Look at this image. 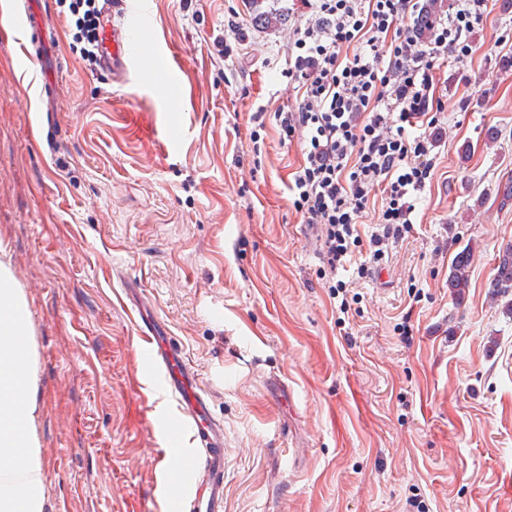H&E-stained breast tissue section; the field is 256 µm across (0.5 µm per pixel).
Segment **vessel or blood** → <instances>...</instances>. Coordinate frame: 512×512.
<instances>
[{"instance_id": "b4317fda", "label": "vessel or blood", "mask_w": 512, "mask_h": 512, "mask_svg": "<svg viewBox=\"0 0 512 512\" xmlns=\"http://www.w3.org/2000/svg\"><path fill=\"white\" fill-rule=\"evenodd\" d=\"M128 4L127 27L118 28L108 21L103 24L106 67L119 78L126 75L137 56L143 55L141 32L149 24L144 0H128ZM162 79L175 83L176 73L170 57L156 51L140 70L138 81L151 88ZM140 320L142 366L160 371V389L177 401L201 444L193 464L194 472L202 477L201 482L191 484L180 478L171 479L165 486V494L182 512H224V426L213 417L208 395L201 389L191 365L171 350L166 331L148 313H141Z\"/></svg>"}]
</instances>
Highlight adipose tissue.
<instances>
[{"instance_id": "adipose-tissue-1", "label": "adipose tissue", "mask_w": 512, "mask_h": 512, "mask_svg": "<svg viewBox=\"0 0 512 512\" xmlns=\"http://www.w3.org/2000/svg\"><path fill=\"white\" fill-rule=\"evenodd\" d=\"M38 377L28 309L9 261L0 260V512H43L37 438Z\"/></svg>"}]
</instances>
